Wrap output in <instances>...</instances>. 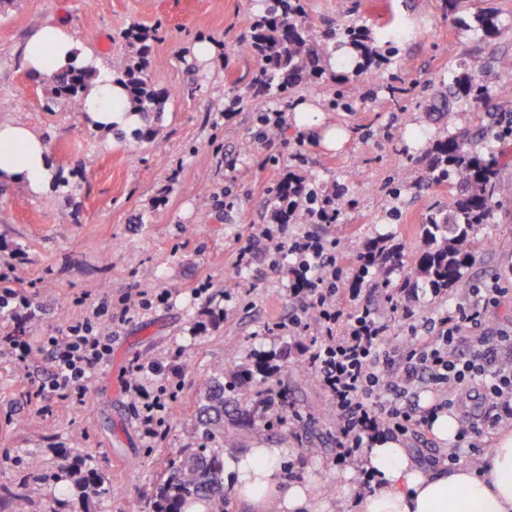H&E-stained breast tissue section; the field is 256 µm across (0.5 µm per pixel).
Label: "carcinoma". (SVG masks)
I'll return each mask as SVG.
<instances>
[{"mask_svg": "<svg viewBox=\"0 0 512 512\" xmlns=\"http://www.w3.org/2000/svg\"><path fill=\"white\" fill-rule=\"evenodd\" d=\"M249 42L258 60L253 85L263 93L281 96L297 86L312 87L322 77L323 61L337 32L317 30L309 25L306 16L294 0H264V10L259 16L245 19ZM475 23L486 36L501 33L497 15L482 12ZM357 67L366 70L383 60L368 28L353 25L344 29ZM125 37L136 46L138 61L118 60L112 65L113 78L129 94L130 104L144 115L158 112L169 99L168 92L156 89L147 81L146 66L151 52V35L141 26H132ZM90 70H74L54 75L50 81L60 98H73L92 79ZM455 92L481 101L487 88L479 72L460 77L455 82ZM437 179L450 183L455 191L448 208L430 212L421 225L422 245L410 258L411 273L436 293L447 289L463 288L468 269L475 262V247L480 243L478 232L490 219L498 197L511 194L512 187L499 178V161L494 156H484L466 148L464 140L452 137L440 141L434 148L432 163ZM313 193L306 185L291 186L283 182L271 190L269 203L273 210L291 199L296 205L312 200ZM373 260L362 266V275L369 274L372 266L390 273L389 263L395 260L396 248L387 240L374 241ZM273 391L263 378L243 371L232 373L231 380L217 378L205 385V400L198 407L201 438L211 441L224 435V416L246 403V415L251 419V430L257 435L273 429L275 417L270 407L263 405L265 393ZM61 472L70 478L80 495L110 494L102 477L95 471L85 473L73 464L62 461ZM224 450L201 445L183 448L176 458L166 465L165 478L157 486L151 500L150 512H187V507L201 502L205 512H224ZM6 500L11 512H27V495L21 486L0 488V500Z\"/></svg>", "mask_w": 512, "mask_h": 512, "instance_id": "1", "label": "carcinoma"}]
</instances>
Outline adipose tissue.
Returning a JSON list of instances; mask_svg holds the SVG:
<instances>
[{
  "label": "adipose tissue",
  "instance_id": "obj_1",
  "mask_svg": "<svg viewBox=\"0 0 512 512\" xmlns=\"http://www.w3.org/2000/svg\"><path fill=\"white\" fill-rule=\"evenodd\" d=\"M20 62L30 75L46 79L64 70L94 74L80 101L92 129L129 131L142 122L126 90L91 48L77 41L62 22L34 28ZM52 180L49 148L42 134L15 120H0V183L18 184L40 196ZM285 451L250 448L224 460V483L252 512H317L325 493L314 481H286L280 475ZM376 475L374 490L349 503L352 512H512V431L499 433L480 466L461 463L435 471L418 467L400 440L382 437L363 455Z\"/></svg>",
  "mask_w": 512,
  "mask_h": 512
}]
</instances>
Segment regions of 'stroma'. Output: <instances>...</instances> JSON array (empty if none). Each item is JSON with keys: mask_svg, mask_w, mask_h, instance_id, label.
Instances as JSON below:
<instances>
[{"mask_svg": "<svg viewBox=\"0 0 512 512\" xmlns=\"http://www.w3.org/2000/svg\"><path fill=\"white\" fill-rule=\"evenodd\" d=\"M318 28L366 25L385 62L355 72L346 48L333 51L314 89L287 97L257 94V58L243 20L259 0H0V119L35 128L48 143L55 179L33 197L17 184L0 185V257L22 256L15 288L31 301L23 325L29 340L54 334L82 318L102 298L169 291L122 326L112 360L86 384V399L48 390L50 363L35 353L27 369L0 356V486L25 485L28 512H48L65 487L59 464L69 457L104 476L111 495L66 499L63 512H149V497L165 462L200 443L196 413L202 381L268 358L269 383L288 394L302 421L259 439L234 421L225 433L237 449L284 448L299 478L326 486L331 512H346L357 495V469L334 461L336 418L330 400L307 369L296 337L283 326L300 309L288 296L291 260L270 267L263 253L239 265L253 226L269 223L275 185L296 174L342 208L335 223L288 225V237L314 230L336 243V297L347 309L367 305L393 341L425 336L432 318L464 302L465 292L434 294L417 283L410 313L394 312L381 278L361 276L362 257L386 237L410 254L419 227L434 208H447L448 186L429 169L434 145L468 132L478 151L498 157L512 184V0H458L448 17L443 0H300ZM493 9L501 33L490 38L475 21ZM65 21L73 36L104 63L132 58L122 34L131 24L153 30L147 75L170 91L164 112L148 117L159 144L91 130L79 98H56L49 80L32 78L16 54L35 26ZM199 41L216 47L208 64L190 61ZM480 70L491 91L478 105L448 88ZM448 98L447 110L436 103ZM315 104L328 123L348 131L340 148L299 132L294 108ZM281 112L276 136L256 132L266 112ZM486 246L468 270L471 286L499 280L505 292L484 314L494 329H512V195L498 200L480 233ZM210 282L209 299L194 288ZM155 361V384L178 374L181 388L163 433L145 440L136 409L123 390L133 360ZM40 459L39 471L28 462ZM63 497V496H62Z\"/></svg>", "mask_w": 512, "mask_h": 512, "instance_id": "1", "label": "stroma"}]
</instances>
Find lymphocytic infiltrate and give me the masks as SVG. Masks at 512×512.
<instances>
[{"instance_id":"f902f5d3","label":"lymphocytic infiltrate","mask_w":512,"mask_h":512,"mask_svg":"<svg viewBox=\"0 0 512 512\" xmlns=\"http://www.w3.org/2000/svg\"><path fill=\"white\" fill-rule=\"evenodd\" d=\"M281 233V227L266 224L252 239L274 258L293 257L292 273L308 291L302 311L318 324L320 334L312 339L304 362L330 397L338 422L337 465L356 462L375 438L402 437L428 424V416L416 415L412 407L413 396L424 385L444 393L443 405L450 410L457 394L470 389L478 390L490 406L483 417L460 416L457 449L449 453V463L459 461L460 449L477 450L486 429L512 424V333L490 336L482 331L485 310L502 293L498 281L468 289V305L442 315L433 324V335L395 344L370 308L350 312L337 300L331 242L311 232L287 242ZM143 306L138 295L102 300L57 335L43 337L36 348L22 336L1 334L0 355L24 367L34 351H41L52 367L50 389L83 400L85 381L112 356L113 333ZM466 325L477 334L464 341L460 332ZM159 371L157 363L132 362L124 385L142 434L150 440L160 434L174 398L167 387L154 386L152 377Z\"/></svg>"}]
</instances>
